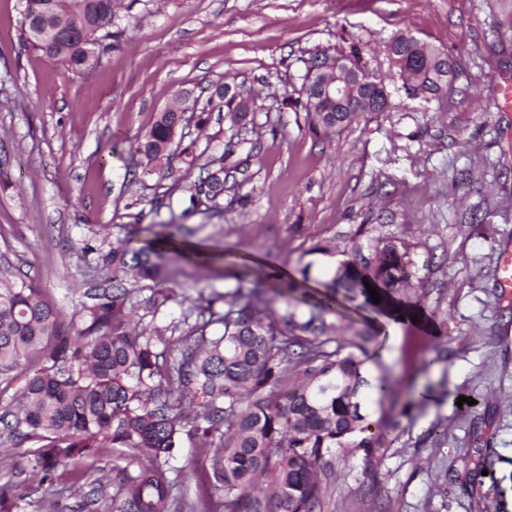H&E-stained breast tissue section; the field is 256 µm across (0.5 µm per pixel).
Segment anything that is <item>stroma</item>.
I'll list each match as a JSON object with an SVG mask.
<instances>
[{"instance_id":"35a3bbf8","label":"stroma","mask_w":512,"mask_h":512,"mask_svg":"<svg viewBox=\"0 0 512 512\" xmlns=\"http://www.w3.org/2000/svg\"><path fill=\"white\" fill-rule=\"evenodd\" d=\"M121 36L75 74L23 35L20 0H0V269L33 282L70 320L104 288L83 242L109 250L156 236L201 243L223 258L198 267L171 252L184 305L148 313L177 355L188 319L237 287L274 292L280 280L319 289L338 252L393 240L419 276L409 297L432 331L383 330L362 371L389 374L392 400L365 404L387 429L371 461L344 448L323 512H512V296L496 277L512 238V112L497 86L512 75V0H119ZM405 32L448 56L453 75L430 99L390 80L386 46ZM358 52L387 81L391 105L313 132L300 107L312 60ZM255 100L230 126L217 84ZM181 92L209 115L186 128L198 165L144 173L135 143ZM225 155L219 208L190 203L198 166ZM334 245L336 256L322 254ZM444 359L431 368L434 352ZM469 403L457 406L458 397ZM31 443L0 430V485L12 512H75L71 474L36 486ZM181 495L217 502L210 457L183 441L171 460Z\"/></svg>"}]
</instances>
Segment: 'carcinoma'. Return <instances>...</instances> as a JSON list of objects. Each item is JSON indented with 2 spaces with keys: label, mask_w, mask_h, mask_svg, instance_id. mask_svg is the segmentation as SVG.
<instances>
[{
  "label": "carcinoma",
  "mask_w": 512,
  "mask_h": 512,
  "mask_svg": "<svg viewBox=\"0 0 512 512\" xmlns=\"http://www.w3.org/2000/svg\"><path fill=\"white\" fill-rule=\"evenodd\" d=\"M27 40L72 72L95 64L103 40L112 30V0H23ZM403 83L430 94L448 82L451 67L422 71L392 64ZM304 109L311 123L324 129L352 124L353 110L332 122L333 112H319L313 89L303 87ZM186 127L179 107L161 112L150 132L136 143L144 167L172 177L170 160L175 138ZM206 176L194 183L190 202L218 205L212 185L224 174V156L203 167ZM171 240L138 250L126 245L97 254L95 268L112 282L95 302L74 312L83 324L63 335L61 315L41 298L32 284L7 273L0 275V373L20 368L30 356L41 363L25 377L24 392L0 414L9 435L35 440L30 463L39 484L53 482L59 470L75 479L87 476L84 463L103 448H132L135 458L112 485V512H196L174 494L178 481L165 477L164 466L178 453L183 436L194 435L210 458V480L221 492V512H323L324 482L334 468L333 450L354 448L370 457L385 439L369 432L362 413L363 393H391L384 378L363 376L352 349L366 351L379 332L365 324L347 326L336 335L328 317L336 292L363 298L378 313L408 308L414 272L398 246L386 241L366 255L357 245L334 269L324 295L309 312H298L290 299L274 308V299L257 288L224 294V311L208 304L209 317L182 337L180 358L168 360L159 346L167 339L158 328L130 327L136 288L154 290L146 300L152 312L183 304L163 286V259ZM377 289L374 303L365 283ZM220 323L223 333L207 335ZM203 409L191 429L183 409ZM108 485L105 476L89 482L81 508L94 512Z\"/></svg>",
  "instance_id": "obj_1"
}]
</instances>
